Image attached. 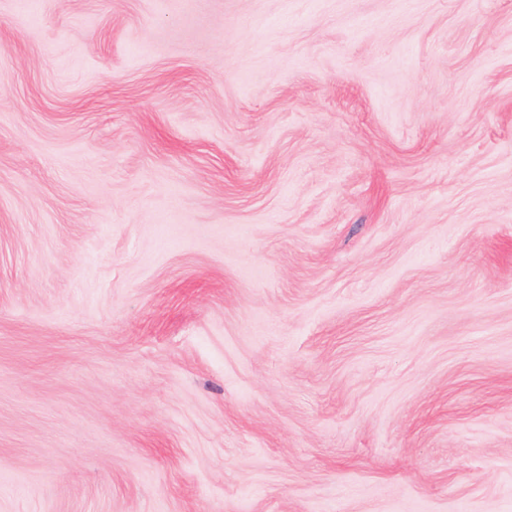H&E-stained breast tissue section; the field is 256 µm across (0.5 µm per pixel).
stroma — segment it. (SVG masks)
<instances>
[{
	"mask_svg": "<svg viewBox=\"0 0 512 512\" xmlns=\"http://www.w3.org/2000/svg\"><path fill=\"white\" fill-rule=\"evenodd\" d=\"M0 512H512V0H0Z\"/></svg>",
	"mask_w": 512,
	"mask_h": 512,
	"instance_id": "35a3bbf8",
	"label": "stroma"
}]
</instances>
